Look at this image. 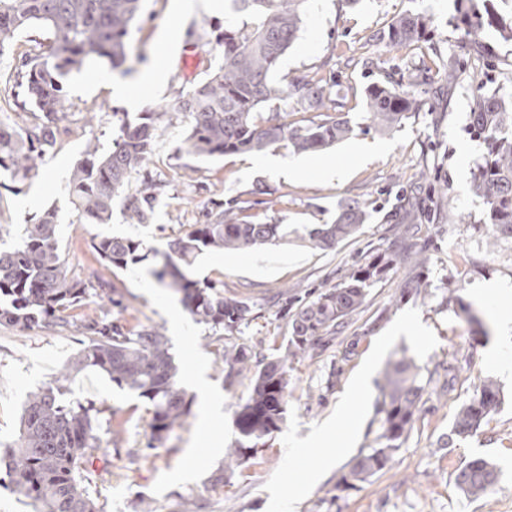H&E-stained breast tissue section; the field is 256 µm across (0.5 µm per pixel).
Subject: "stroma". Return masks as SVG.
<instances>
[{"label": "stroma", "mask_w": 512, "mask_h": 512, "mask_svg": "<svg viewBox=\"0 0 512 512\" xmlns=\"http://www.w3.org/2000/svg\"><path fill=\"white\" fill-rule=\"evenodd\" d=\"M172 9V0H143L142 14L129 36L131 53L139 61L127 81H136L150 65L167 36ZM409 13L427 16L433 37L402 50L390 48L381 38L383 31ZM456 14L455 0H308L298 37L282 57L275 78L282 83L301 75L334 79L336 113L351 120L353 135L315 153H300L285 143L270 148V155L302 164L300 174L288 177L254 165L251 152L189 157L181 150L184 122L164 118L158 124L151 167L162 189L147 224L128 223L118 209L108 224L74 223L67 194L73 167L87 146H96L102 154L111 151L128 107L106 84L92 82L90 67L68 76L56 140L46 147L37 174L25 180L0 174V244H18L26 225L45 210H56L68 271L84 276L99 266L93 236L128 237L142 242L144 249L162 251L182 226L203 223L206 208L219 202L246 203L256 221L291 225L292 234L276 245L204 252L192 274L201 282H223L225 293L257 305L258 318L238 338L261 345L267 354L288 337L284 310L289 289L317 292L333 287L346 268L377 249L406 241L428 258L421 268L397 264L370 288L333 345L297 366L281 431L221 485L213 478L224 464V452L234 437V411L250 383H225L221 342L208 326L190 318L179 294L156 282L149 262L121 272L116 285L125 305L122 324L155 327L165 334L179 366L178 380L194 401L190 415L164 446L150 451L145 447L149 413L136 394L96 370L82 371L68 381L66 400L93 399L105 406L96 429L104 453L90 465L86 483L104 512H143L147 506L152 512H179L181 501L188 498L199 500L203 512H512V342H502L496 326L501 315H512V299L476 294L488 284L512 289V244L501 243L491 253L485 249L482 222L488 206L471 190L486 151L468 130L475 85L465 76L457 86H448L442 72L456 57L491 66L500 81H508L512 43L489 30L479 44H472L456 29ZM242 20L229 5L221 13L185 20L163 86L146 92L140 108L175 104L179 92L190 90L207 64L217 61L216 39L224 28L239 27ZM40 40L38 32H23L0 55V124L15 126L29 106L17 70L24 57L38 54ZM187 51L195 56L193 64L181 60ZM423 61L436 65L418 87L423 110L409 114L392 134L362 132L363 89L386 72L401 82L412 81ZM359 143L374 145L375 151L358 165L349 153ZM322 165L343 166L347 172L342 179H327L318 173ZM404 197L417 198L415 211L401 209ZM350 199L369 201L372 207L357 237L332 251L311 248L304 228L332 222L337 203ZM457 272L462 275L460 296L487 332L476 342L469 325L443 297L446 278ZM417 275L429 280L431 296L403 293L404 284ZM404 321L413 325V332L394 334V327ZM80 348L79 336L57 327L0 326V442L14 439L28 394L59 377ZM401 350L430 369L455 363L457 377L452 387L427 401L390 469L358 483L356 489L336 493L341 471L372 441L368 426L377 383L390 357ZM367 367L372 374L363 386L359 376ZM199 376L221 400V414L215 419L220 443L214 448L202 427L205 410L194 385ZM488 378L499 384L503 406L473 437L449 441L456 413ZM322 431L348 440L347 452L291 502H271L266 489L282 474L317 471L328 452L317 439ZM475 458L497 468L499 494L471 499L459 490L455 476Z\"/></svg>", "instance_id": "stroma-1"}]
</instances>
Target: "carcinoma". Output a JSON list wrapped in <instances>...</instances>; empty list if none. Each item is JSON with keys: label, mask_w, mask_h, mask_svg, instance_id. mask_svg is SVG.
<instances>
[{"label": "carcinoma", "mask_w": 512, "mask_h": 512, "mask_svg": "<svg viewBox=\"0 0 512 512\" xmlns=\"http://www.w3.org/2000/svg\"><path fill=\"white\" fill-rule=\"evenodd\" d=\"M142 0H0V55L23 31L41 32L40 52L22 60L25 92L35 114L30 129L17 131L0 126V170L13 178L36 174L44 147L53 144L54 128L64 104L67 76L87 61L104 60L118 70L129 61L130 29L140 18ZM248 20L220 39L219 60L206 69V77L185 93H179L173 111L187 123L184 152L206 159L240 152H262L281 142L298 152H316L350 138L347 119L326 116L307 125H294L279 112L264 117L257 109L284 98H295L305 111L327 108V81L300 76L288 85L274 74L281 58L300 31L308 0H233ZM503 14L493 0H461L457 27L468 37L492 27L512 42V0ZM430 36L429 20L422 14L402 16L391 23L382 39L403 44ZM368 128L391 133L411 112L425 105L413 86L395 82L373 83L364 91ZM169 110L139 112L126 119L112 150L98 154L87 146L76 163L68 186L75 224H107L115 202L131 224L149 223L159 196V184L148 166L154 155L157 124ZM469 131L486 145L483 162L473 175L472 191L488 205L485 236L495 245L512 241V89H478L469 112ZM140 176L134 191L127 188L132 175ZM205 222L191 224L167 242L164 251H153L151 275L161 285L182 294L191 317L214 331L225 333L221 357L225 379L248 372L250 390L234 411L235 438L224 453V469L214 483H224L235 469L266 447L281 430L287 404L289 372L312 358L335 339L336 334L362 307L367 287L383 278L395 263L410 258L413 246L391 247L351 268L339 283L307 296L288 298L291 334L283 353L263 355L237 342L234 333L257 318L255 305L209 281L190 276L197 257L207 250H243L276 244L288 238V225L258 223L246 208H224L218 203L204 214ZM369 217L368 206L357 200L342 203L330 224L307 230L315 249L332 251L357 236ZM102 269L89 277L67 275L57 237V214L46 210L27 225L26 235L15 247L0 248V326L23 329L61 327L85 337L83 348L61 377L32 392L23 408L19 435L0 444V469L12 474L15 491L32 501L36 512H103L83 482L87 466L97 458L101 443L93 422L102 409L93 401L71 404L63 400V381L87 368L104 371L116 385L137 394L149 405V449L162 447L169 434L191 412L192 398L177 380L178 367L168 339L156 329H123L109 314L91 317L77 310L97 296L98 288L116 286L105 279L131 264L148 259L141 243L124 237L92 239ZM458 278H447L448 305L459 307L476 329L482 323L458 295ZM434 372H423L406 350L388 361L378 386L375 403V436L361 449L348 471L341 474L336 490L348 491L386 469L412 430L419 404ZM502 393L491 379L484 381L456 414L451 435L466 439L497 412ZM498 482V472L484 459H474L456 474L463 494L480 498Z\"/></svg>", "instance_id": "cac0c4a2"}]
</instances>
